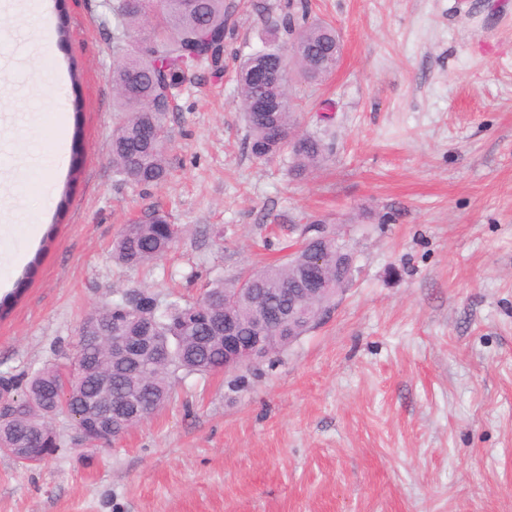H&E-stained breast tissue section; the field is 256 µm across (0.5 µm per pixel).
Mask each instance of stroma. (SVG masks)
Masks as SVG:
<instances>
[{
  "label": "stroma",
  "instance_id": "obj_1",
  "mask_svg": "<svg viewBox=\"0 0 512 512\" xmlns=\"http://www.w3.org/2000/svg\"><path fill=\"white\" fill-rule=\"evenodd\" d=\"M237 2L223 73L180 97L169 175L143 188L108 156L124 115L107 0L35 16L0 0V299L17 295L0 376L60 361L128 291L193 300L284 261L310 218L349 241L353 279L316 328L179 380L107 446L64 424L42 464L0 453V512H512V0H310L342 55L320 84L288 83L329 145L302 178L251 154L235 108L267 38L256 6L280 0ZM153 206L178 242L151 268L115 265L123 225Z\"/></svg>",
  "mask_w": 512,
  "mask_h": 512
}]
</instances>
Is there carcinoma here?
Wrapping results in <instances>:
<instances>
[{
	"instance_id": "obj_1",
	"label": "carcinoma",
	"mask_w": 512,
	"mask_h": 512,
	"mask_svg": "<svg viewBox=\"0 0 512 512\" xmlns=\"http://www.w3.org/2000/svg\"><path fill=\"white\" fill-rule=\"evenodd\" d=\"M235 12L230 0H112V40L116 49L112 73H135L139 82L127 92L114 86L115 111L126 118L112 133L109 157L116 171L126 180L142 186H156L169 174L168 149L171 141L166 124L167 113L182 88L198 79L199 71L209 69L218 74L223 69L224 36ZM300 26L296 52L292 60L300 78L317 82L336 68L340 52L336 51V29L310 18L308 4L303 0H284L280 5L275 28L288 32ZM146 27L148 34L132 51L123 43L134 28ZM280 61V47L267 46L245 59L238 70L241 93L240 110L248 132L253 156L271 159L278 156L288 141L277 137L283 132L300 129L296 104L284 91V81L274 90L283 95L278 112H256L255 99L261 89L252 79L258 66L274 73ZM302 141L290 147V170L302 177L318 168L325 159L327 147L323 140L301 133ZM125 225L112 244V259L125 266L139 267L163 256L179 236L177 226L169 222L160 208H153L141 220ZM331 238L324 244L323 268L336 288H346L353 277V253L336 228L328 227ZM310 248L296 251L286 261L265 266L244 277L235 287L242 292L230 309L248 326L252 314L265 304L288 303V289L299 265L309 259ZM154 294L133 290L126 294L127 311L112 314L131 323L147 322L152 326L156 343L165 352L162 361L144 362L141 366L123 360H112L102 336L97 343L87 337H76L66 363L45 365L30 374L22 397L46 392L50 387L69 386L66 393L53 392L51 401H34L20 419V437L37 436L58 418L71 419L83 413L79 398L92 394L97 382L112 380L118 392H136L140 378L150 382V390L142 395L148 405L141 419L150 418L170 397L172 383L188 374L212 373L224 368V353L218 348L200 345L207 335L203 323L191 328L184 321L196 304L179 296H171L160 309L150 308Z\"/></svg>"
}]
</instances>
